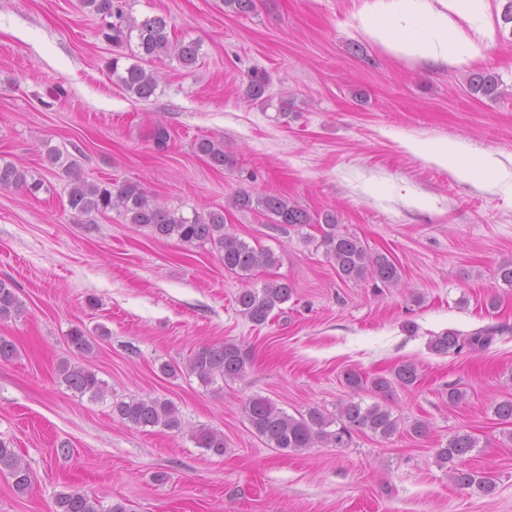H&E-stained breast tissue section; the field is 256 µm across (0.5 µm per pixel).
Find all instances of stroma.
Segmentation results:
<instances>
[{"label":"stroma","mask_w":512,"mask_h":512,"mask_svg":"<svg viewBox=\"0 0 512 512\" xmlns=\"http://www.w3.org/2000/svg\"><path fill=\"white\" fill-rule=\"evenodd\" d=\"M506 2L491 0L492 44L475 66L499 81L498 95L485 97L470 92L467 71L397 57L360 36L355 0H255L242 14L224 0H126L131 18L163 17L172 39L201 46L189 70L167 57L146 62L158 86L140 101L107 70L115 57L131 64V46L107 42L80 0H0V162L46 184L34 197L0 189V279L25 309L0 322L18 349L0 362V438L33 471L24 494L0 475V512H56L72 487L127 512H512V425L493 413L512 399V287L497 275L512 261V195L407 147L462 140L512 170ZM256 72L268 88L254 101ZM158 125L171 133L162 151L151 140ZM203 138L223 141L235 166L214 169L194 148ZM52 148L88 179L136 180L166 207L223 211L228 232L273 251L277 264L243 280L217 253L156 239L119 213L87 223L67 205L69 179L49 164ZM241 190L334 212L341 231L393 257L401 282L341 280L316 247L318 225L300 231L230 208ZM272 280L289 283L291 297L254 325L235 297ZM76 327L93 354L69 345ZM446 330L493 339L434 354L428 339ZM224 342L250 355L242 379L206 386L161 371ZM65 362L88 365L104 397L67 388ZM406 362L421 377L391 397L345 385L346 371L372 378ZM452 387L466 394L456 407ZM130 396L172 401L182 431L123 423L112 403ZM252 397L293 416L332 414L350 397L383 401L431 433H360L345 448L283 452L246 420ZM201 426L223 433V455L196 447L189 434ZM459 430L478 442L464 466L492 473V494L458 489L437 463L436 448ZM161 472L167 481H156Z\"/></svg>","instance_id":"35a3bbf8"}]
</instances>
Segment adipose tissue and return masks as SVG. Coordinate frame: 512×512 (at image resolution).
<instances>
[{
	"instance_id": "obj_1",
	"label": "adipose tissue",
	"mask_w": 512,
	"mask_h": 512,
	"mask_svg": "<svg viewBox=\"0 0 512 512\" xmlns=\"http://www.w3.org/2000/svg\"><path fill=\"white\" fill-rule=\"evenodd\" d=\"M353 21L361 36L393 55L457 68L484 59L492 35L490 0H363ZM409 147L437 163L455 161L463 176L481 170L512 193V172L494 153L471 155L457 140Z\"/></svg>"
}]
</instances>
